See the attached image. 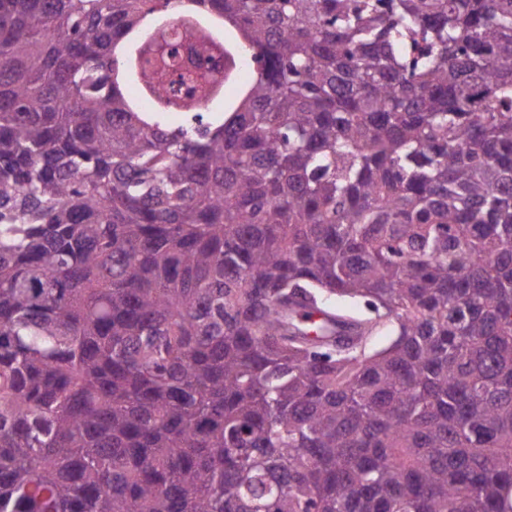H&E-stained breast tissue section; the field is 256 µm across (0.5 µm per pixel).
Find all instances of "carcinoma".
Segmentation results:
<instances>
[{
  "label": "carcinoma",
  "mask_w": 512,
  "mask_h": 512,
  "mask_svg": "<svg viewBox=\"0 0 512 512\" xmlns=\"http://www.w3.org/2000/svg\"><path fill=\"white\" fill-rule=\"evenodd\" d=\"M0 512H512V0H0ZM247 62L242 61L239 65L241 70H238L235 77L224 85V98L223 100H217L209 106L207 112H203L205 120H212L218 116L224 115L225 111L228 110L238 100L242 90L246 88L247 84L253 77L251 68H246Z\"/></svg>",
  "instance_id": "cac0c4a2"
}]
</instances>
